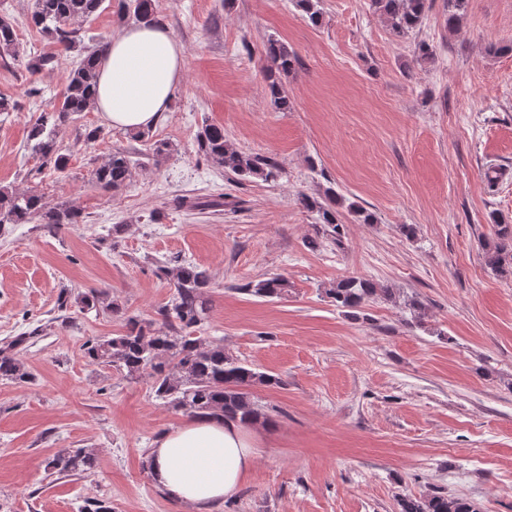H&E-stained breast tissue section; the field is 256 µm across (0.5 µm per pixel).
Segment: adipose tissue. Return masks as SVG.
<instances>
[{
  "mask_svg": "<svg viewBox=\"0 0 512 512\" xmlns=\"http://www.w3.org/2000/svg\"><path fill=\"white\" fill-rule=\"evenodd\" d=\"M184 59L182 44L165 25L123 26L99 62L92 110L125 131L155 126L183 77ZM257 456L246 426L202 418L157 439L147 463L154 483L169 498L190 512H210L238 490Z\"/></svg>",
  "mask_w": 512,
  "mask_h": 512,
  "instance_id": "adipose-tissue-1",
  "label": "adipose tissue"
}]
</instances>
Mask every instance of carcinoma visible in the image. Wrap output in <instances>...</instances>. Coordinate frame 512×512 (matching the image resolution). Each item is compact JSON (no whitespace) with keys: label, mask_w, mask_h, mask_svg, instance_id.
<instances>
[{"label":"carcinoma","mask_w":512,"mask_h":512,"mask_svg":"<svg viewBox=\"0 0 512 512\" xmlns=\"http://www.w3.org/2000/svg\"><path fill=\"white\" fill-rule=\"evenodd\" d=\"M105 0H34L30 23L52 39L66 52L80 43L75 23L94 15ZM376 8L386 16L396 36L414 30L422 21L426 0H374ZM133 12L137 21L157 22L153 0H118V14ZM101 39L96 47L83 53L70 71L68 83L59 103L50 111L41 112L31 129L33 150L41 159V167L51 173H65L69 157L58 143L59 129L90 110L91 89L96 81V56L106 49ZM265 53L273 68L266 76L267 93L273 104L285 109L288 95L279 75L290 72L297 57L284 42L270 38ZM20 54L16 33L10 22L0 18V56ZM197 153L217 167L240 177H254L264 182L279 178L281 169L270 157L239 151L224 137V127L207 123L196 136ZM131 160L122 152L112 154L92 171L91 181L106 192H120L133 181ZM304 208L318 214V223L330 228L331 241L336 242L341 220L337 207L342 198L329 188L321 199L305 196ZM81 211L70 205L47 208L42 196L33 189H0V226L5 224H78ZM496 241L485 247V263L495 271L512 259V224L496 223ZM158 277L174 288L172 299L163 306L160 320L144 322L135 316L125 320L123 333L96 339L84 345L91 361L110 366L130 379L148 376L156 398L174 410L194 419L222 418L241 424H254L267 419L254 396L257 387H278L280 378L247 364L225 352L224 346L205 336H198L200 325L207 318L209 301L205 298L211 287L208 271L186 261L165 262L157 267ZM243 291L260 298H280L288 292V280L280 275L246 284ZM391 295V290L354 277L342 278L326 290L336 306L348 310L361 308L378 294ZM82 310L112 313L119 306L105 301L103 292L91 289L79 297ZM25 341L20 336L0 348V380L25 382L31 377L27 365L15 349ZM95 466L89 449L62 450L49 457L45 469L60 474L79 475ZM399 512H480L472 502L436 493L397 499Z\"/></svg>","instance_id":"cac0c4a2"}]
</instances>
